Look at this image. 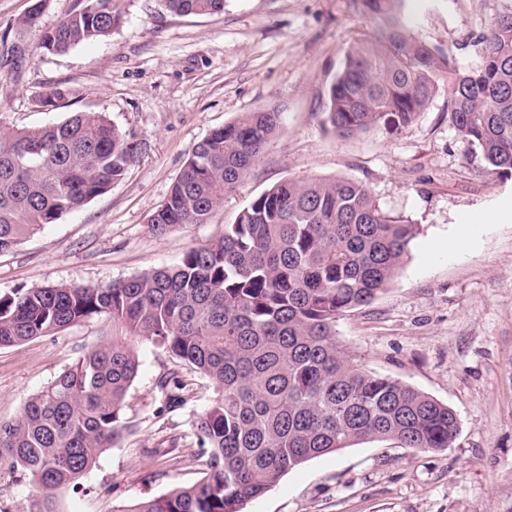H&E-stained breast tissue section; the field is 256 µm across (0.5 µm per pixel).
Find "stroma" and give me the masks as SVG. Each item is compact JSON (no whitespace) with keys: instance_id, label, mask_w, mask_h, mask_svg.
Here are the masks:
<instances>
[{"instance_id":"1","label":"stroma","mask_w":512,"mask_h":512,"mask_svg":"<svg viewBox=\"0 0 512 512\" xmlns=\"http://www.w3.org/2000/svg\"><path fill=\"white\" fill-rule=\"evenodd\" d=\"M34 2L0 0V123L27 129L103 112L143 150L108 192L0 254V297L176 265L286 178L362 181L417 234L385 290L337 320L336 341L364 370L447 404L460 433L445 451L367 440L309 460L244 512H512V178L481 174L448 125L447 86L399 135L340 139L323 124L327 89L349 48L375 32L360 0H224L222 13L189 16L161 0H121L112 35L62 54L40 49L41 36L80 0H44L37 24L23 25ZM509 11L512 0H405L401 18L412 38L467 67L489 20ZM58 85L71 97L39 108L36 96ZM269 107L281 113L280 136L210 221L153 235L148 219L196 145ZM111 331L91 319L0 348V422ZM139 358L122 440L102 449L80 490L56 491L57 512H128L203 478L192 424L211 384L151 344ZM174 371L192 393L172 411L159 382Z\"/></svg>"}]
</instances>
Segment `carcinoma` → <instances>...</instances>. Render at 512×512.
Wrapping results in <instances>:
<instances>
[{
  "mask_svg": "<svg viewBox=\"0 0 512 512\" xmlns=\"http://www.w3.org/2000/svg\"><path fill=\"white\" fill-rule=\"evenodd\" d=\"M178 15H212L224 0H164ZM377 35L356 43L328 86L327 124L340 139L399 134L448 85V124L489 177L512 176V12L492 18L476 64L412 38L403 0H361ZM119 0H81L44 33L64 53L112 34ZM72 91L36 96L55 107ZM281 131L275 109L243 112L194 149L149 220L163 237L205 224ZM140 150L102 112H76L32 129L0 124V253L107 192ZM416 228L384 210L361 181L288 178L255 197L207 245L173 267L106 287L52 285L0 297V347L93 318L112 335L84 352L19 416L0 424V463L37 492L29 512H56L53 492L81 479L123 436L124 401L148 342L209 380L215 397L196 417L203 479L129 512H242L304 462L353 443L392 439L452 447L459 421L447 405L394 378L363 371L336 343V318L371 303L397 275ZM160 386L185 404L173 372Z\"/></svg>",
  "mask_w": 512,
  "mask_h": 512,
  "instance_id": "1",
  "label": "carcinoma"
}]
</instances>
